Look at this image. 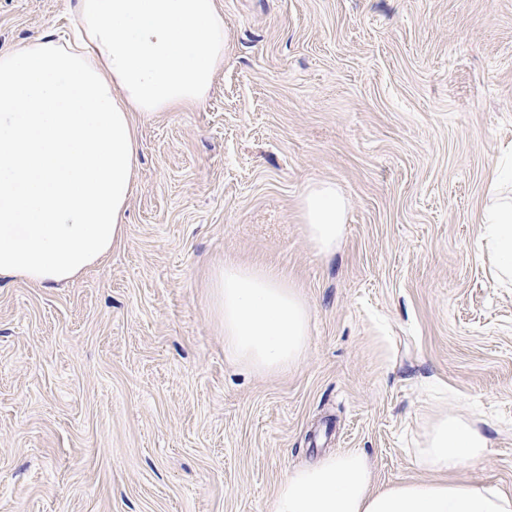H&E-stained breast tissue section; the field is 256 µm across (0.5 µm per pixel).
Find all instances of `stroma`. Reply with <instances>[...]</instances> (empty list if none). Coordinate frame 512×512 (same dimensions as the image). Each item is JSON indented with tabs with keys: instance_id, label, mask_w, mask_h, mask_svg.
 <instances>
[{
	"instance_id": "35a3bbf8",
	"label": "stroma",
	"mask_w": 512,
	"mask_h": 512,
	"mask_svg": "<svg viewBox=\"0 0 512 512\" xmlns=\"http://www.w3.org/2000/svg\"><path fill=\"white\" fill-rule=\"evenodd\" d=\"M224 65L136 122L122 242L80 278L0 279V512H270L288 471L410 454L431 383L488 424L460 478L512 490V284L477 244L512 155V0H217ZM71 0H0V51L62 37ZM348 203L317 255L298 201ZM267 266L312 310L301 364L227 360L210 283Z\"/></svg>"
}]
</instances>
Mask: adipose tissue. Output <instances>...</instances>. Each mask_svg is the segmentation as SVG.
<instances>
[{
  "label": "adipose tissue",
  "mask_w": 512,
  "mask_h": 512,
  "mask_svg": "<svg viewBox=\"0 0 512 512\" xmlns=\"http://www.w3.org/2000/svg\"><path fill=\"white\" fill-rule=\"evenodd\" d=\"M72 13V42L39 33L0 51V278L46 288L122 240L135 119L203 102L228 39L216 0H74ZM299 209L307 239L333 256L348 209L339 187L309 185ZM482 222L497 276L512 279V194L492 188ZM211 298L228 360L269 374L302 362L312 310L285 276L228 261ZM420 421L412 458L423 479L373 487L367 456L347 450L289 471L270 512H512V492L454 477L487 455L482 420L449 409L443 392Z\"/></svg>",
  "instance_id": "adipose-tissue-1"
}]
</instances>
